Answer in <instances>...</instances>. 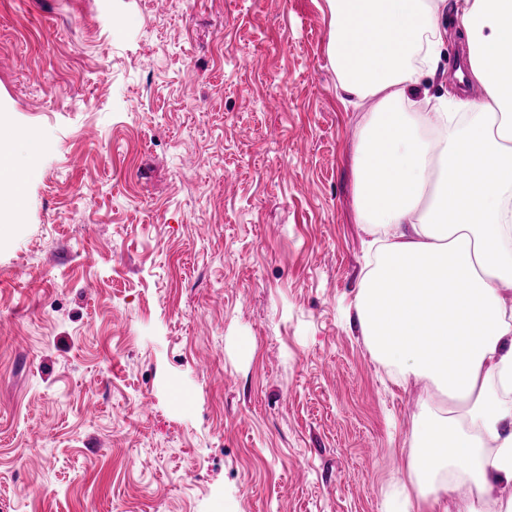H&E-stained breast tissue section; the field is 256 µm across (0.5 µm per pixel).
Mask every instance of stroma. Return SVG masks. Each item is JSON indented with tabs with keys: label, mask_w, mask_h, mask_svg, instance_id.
I'll list each match as a JSON object with an SVG mask.
<instances>
[{
	"label": "stroma",
	"mask_w": 512,
	"mask_h": 512,
	"mask_svg": "<svg viewBox=\"0 0 512 512\" xmlns=\"http://www.w3.org/2000/svg\"><path fill=\"white\" fill-rule=\"evenodd\" d=\"M322 4L0 0V111L41 142L0 243V512H382L420 389L349 321L374 103Z\"/></svg>",
	"instance_id": "1"
}]
</instances>
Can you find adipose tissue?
<instances>
[{"instance_id":"obj_1","label":"adipose tissue","mask_w":512,"mask_h":512,"mask_svg":"<svg viewBox=\"0 0 512 512\" xmlns=\"http://www.w3.org/2000/svg\"><path fill=\"white\" fill-rule=\"evenodd\" d=\"M342 102L375 99L355 147L357 213L374 260L358 328L398 385L421 386L407 468L383 512H484L512 483V0H323ZM467 31L481 100L455 93L422 112L446 12ZM37 139L0 113V241L25 209ZM471 495L449 503L458 484Z\"/></svg>"}]
</instances>
